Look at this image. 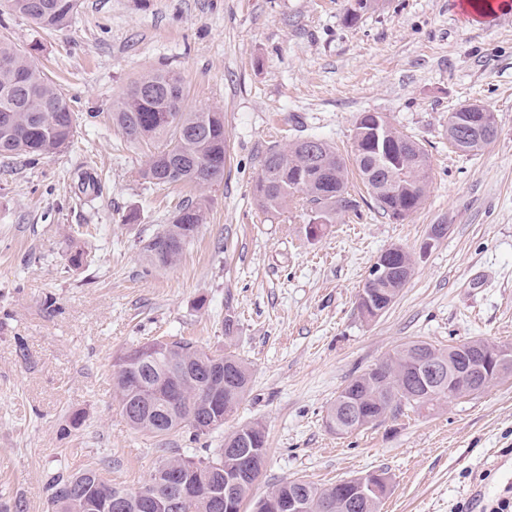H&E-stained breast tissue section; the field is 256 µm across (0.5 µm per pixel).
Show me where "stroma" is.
Listing matches in <instances>:
<instances>
[{
    "mask_svg": "<svg viewBox=\"0 0 512 512\" xmlns=\"http://www.w3.org/2000/svg\"><path fill=\"white\" fill-rule=\"evenodd\" d=\"M459 2L379 0L351 23L352 0H79L66 28L45 32L0 0V41L59 85L77 124L63 153L0 157V512L18 499L47 512L51 479L88 465L138 490L161 449L201 455L251 422L267 436L254 499L286 479L383 472L381 512H459L512 484V378L348 435L325 424L338 392L397 346L512 345V0L468 18ZM153 70L180 77L186 110H223L228 157L196 239L150 271L144 241L194 191L145 182L153 146L128 143L107 114ZM465 103L496 119L477 155L446 134ZM365 112L427 153L420 209L390 218L354 174L351 207L314 238L306 204L257 205L269 148L318 137L350 156ZM85 170L97 195L75 191ZM434 224L448 233L427 250ZM393 246L412 255L413 275L366 319L358 294ZM76 248L91 261L71 269ZM169 336L251 369L237 411L198 440L131 430L115 395L116 354ZM74 411L83 423L63 435Z\"/></svg>",
    "mask_w": 512,
    "mask_h": 512,
    "instance_id": "obj_1",
    "label": "stroma"
}]
</instances>
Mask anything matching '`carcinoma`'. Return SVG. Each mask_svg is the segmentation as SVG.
I'll return each instance as SVG.
<instances>
[{"label": "carcinoma", "instance_id": "1", "mask_svg": "<svg viewBox=\"0 0 512 512\" xmlns=\"http://www.w3.org/2000/svg\"><path fill=\"white\" fill-rule=\"evenodd\" d=\"M10 8L40 29L66 27L77 11L78 0H9ZM112 124L133 143L162 142L142 171V178L155 186L189 185L201 192L197 200L179 206L170 222L144 242L143 253L152 267H170L179 261L187 246L205 223V192L223 180L226 163L224 112H188L182 104L178 76L166 71H149L134 80L112 104ZM465 111L448 113V142L467 155L483 152L492 141L479 128L464 123ZM365 126L355 122L352 152L364 186L381 210L403 219L420 208L430 181L427 154L415 141L388 127L385 141L398 162L388 164L378 148L369 145ZM76 134L68 100L57 85L33 66L26 54L0 42V156L39 157L62 152ZM346 162L325 140L297 139L265 154L255 184L254 196L267 212H279L302 196L311 206L312 220L330 224L337 208L347 203ZM98 179L87 172L79 176L78 191L95 195ZM411 258L399 259L401 270L379 282L382 293L400 291L407 283L406 268ZM454 346L436 347L412 341L396 348L383 361V369L370 376L351 379L336 396L326 421L338 434L355 431L345 416L347 404L359 414L379 418L391 400H409L418 388L412 365L422 350L437 359L460 357ZM224 361V375L211 370L212 362ZM113 383L122 414L129 426L152 438L168 437L183 429L199 439L224 428L246 395L250 381L248 364L230 354H208L183 338L149 339L138 342L113 357ZM254 435L260 449L248 460L226 455L218 448L211 455H171L161 449L157 466L144 484L147 495L125 502L122 512H215L207 500L205 485L224 481V471L250 466L253 478L261 473L267 440L263 427L247 424L227 435L229 447ZM192 489L177 497V483ZM292 491L303 497L314 512H355L348 507L349 490L342 483L317 485L302 478L282 481L267 496L288 497ZM129 490L104 479L95 468L60 473L48 487L51 512H114L112 500ZM265 496V497H267ZM265 497L254 503L253 512H265Z\"/></svg>", "mask_w": 512, "mask_h": 512}]
</instances>
